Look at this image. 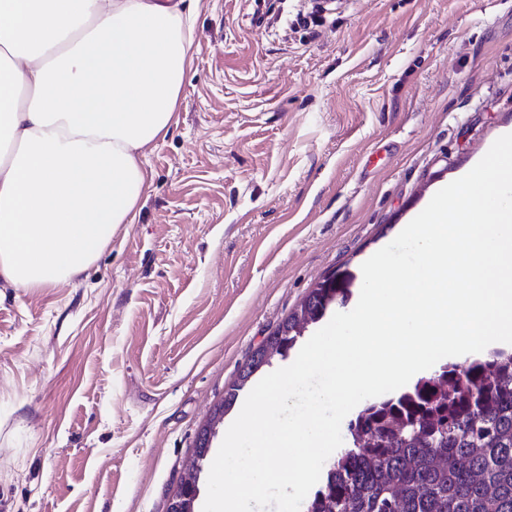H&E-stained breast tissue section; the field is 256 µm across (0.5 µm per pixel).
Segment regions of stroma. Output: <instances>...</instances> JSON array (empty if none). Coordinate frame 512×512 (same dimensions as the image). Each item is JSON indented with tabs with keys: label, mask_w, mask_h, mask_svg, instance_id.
Listing matches in <instances>:
<instances>
[{
	"label": "stroma",
	"mask_w": 512,
	"mask_h": 512,
	"mask_svg": "<svg viewBox=\"0 0 512 512\" xmlns=\"http://www.w3.org/2000/svg\"><path fill=\"white\" fill-rule=\"evenodd\" d=\"M202 0L133 224L0 288V512H166L200 426L325 275L512 130V0Z\"/></svg>",
	"instance_id": "obj_1"
}]
</instances>
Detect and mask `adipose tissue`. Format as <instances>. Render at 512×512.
Wrapping results in <instances>:
<instances>
[{
  "label": "adipose tissue",
  "instance_id": "adipose-tissue-1",
  "mask_svg": "<svg viewBox=\"0 0 512 512\" xmlns=\"http://www.w3.org/2000/svg\"><path fill=\"white\" fill-rule=\"evenodd\" d=\"M201 0H0V281L75 279L134 223Z\"/></svg>",
  "mask_w": 512,
  "mask_h": 512
}]
</instances>
